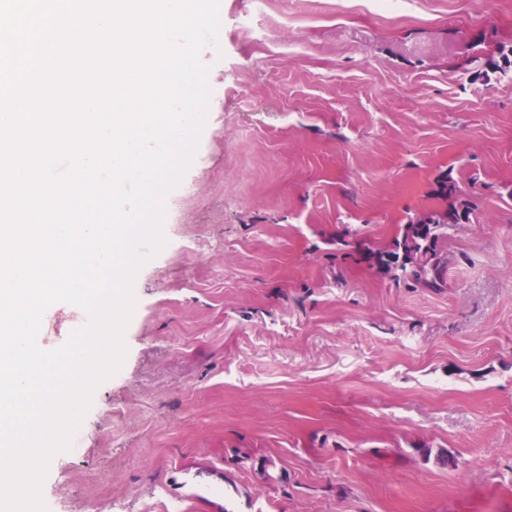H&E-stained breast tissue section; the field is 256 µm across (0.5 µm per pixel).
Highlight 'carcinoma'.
<instances>
[{
	"label": "carcinoma",
	"instance_id": "carcinoma-1",
	"mask_svg": "<svg viewBox=\"0 0 512 512\" xmlns=\"http://www.w3.org/2000/svg\"><path fill=\"white\" fill-rule=\"evenodd\" d=\"M452 189L441 182L438 198L441 200L428 215L404 225L391 246L364 258H374L376 263L397 279L411 280L425 288L441 291L446 287L445 274L448 257L443 244L448 240V230L468 220V207L464 203H448Z\"/></svg>",
	"mask_w": 512,
	"mask_h": 512
}]
</instances>
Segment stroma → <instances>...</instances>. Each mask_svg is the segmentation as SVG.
Returning <instances> with one entry per match:
<instances>
[{
	"label": "stroma",
	"mask_w": 512,
	"mask_h": 512,
	"mask_svg": "<svg viewBox=\"0 0 512 512\" xmlns=\"http://www.w3.org/2000/svg\"><path fill=\"white\" fill-rule=\"evenodd\" d=\"M212 95L138 272L127 356L50 462L48 512H512V0H221ZM447 286L361 259L439 181ZM52 303L37 344L85 326ZM446 451L443 468L423 448Z\"/></svg>",
	"instance_id": "1"
}]
</instances>
